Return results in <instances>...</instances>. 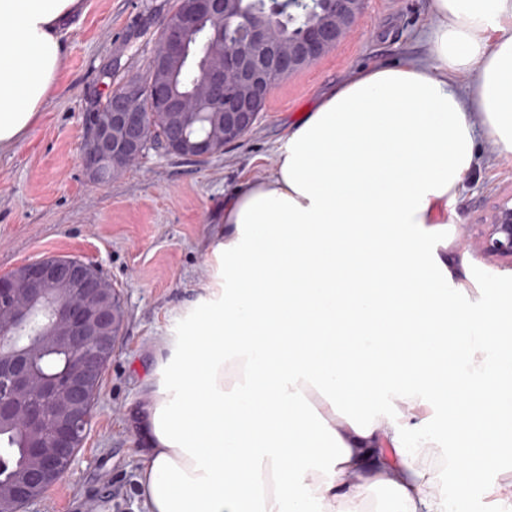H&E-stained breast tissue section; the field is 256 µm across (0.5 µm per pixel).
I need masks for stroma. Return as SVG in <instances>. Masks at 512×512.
I'll list each match as a JSON object with an SVG mask.
<instances>
[{
	"label": "stroma",
	"mask_w": 512,
	"mask_h": 512,
	"mask_svg": "<svg viewBox=\"0 0 512 512\" xmlns=\"http://www.w3.org/2000/svg\"><path fill=\"white\" fill-rule=\"evenodd\" d=\"M61 79L33 129L0 155V277L54 256L97 265L119 294L123 321L70 469L27 512H140L136 435L128 414L147 392L161 340L217 282L210 245L224 223V194L274 168L301 112L351 69L429 61L428 0H365L359 33L272 88L250 131L222 154L186 160L157 148L103 183L81 164L85 115L110 87L104 73L145 76L173 0H86ZM512 193V161L487 140L456 204L478 224Z\"/></svg>",
	"instance_id": "stroma-1"
}]
</instances>
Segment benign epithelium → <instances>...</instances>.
<instances>
[{"instance_id": "7a95c632", "label": "benign epithelium", "mask_w": 512, "mask_h": 512, "mask_svg": "<svg viewBox=\"0 0 512 512\" xmlns=\"http://www.w3.org/2000/svg\"><path fill=\"white\" fill-rule=\"evenodd\" d=\"M197 2L166 22V40L151 59L160 74L159 105L163 112L188 114L202 104L224 113V143L229 144L254 125L274 85L273 73L312 66L356 33L363 0H298L312 3L308 13L318 12L321 19L309 22L288 15L299 35L286 41L279 37L282 8L274 0H265L240 21L230 16L238 0ZM208 17L215 19L208 36L220 49L204 58V81L168 94L163 85L175 83L194 36ZM138 97L136 85H120L110 95L109 111L88 126L82 156L88 173L110 172L143 155L142 132L150 114L141 111ZM216 151L210 136H193L188 123L175 122L168 152L208 158ZM463 240L476 254L511 264L512 198L492 206L479 232L465 226ZM116 321L111 289L82 267L42 260L0 277V421L15 418L19 403L34 393L55 404V419L47 432L40 409H26L32 433L27 467L15 479L0 482V512H21L22 506L41 500L69 469L89 418L86 399L99 387L115 348ZM49 352L64 358L63 369L51 381L42 375Z\"/></svg>"}]
</instances>
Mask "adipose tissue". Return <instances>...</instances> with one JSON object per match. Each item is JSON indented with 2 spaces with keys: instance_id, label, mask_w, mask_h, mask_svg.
Wrapping results in <instances>:
<instances>
[{
  "instance_id": "obj_1",
  "label": "adipose tissue",
  "mask_w": 512,
  "mask_h": 512,
  "mask_svg": "<svg viewBox=\"0 0 512 512\" xmlns=\"http://www.w3.org/2000/svg\"><path fill=\"white\" fill-rule=\"evenodd\" d=\"M429 10L431 63L350 71L225 194L222 282L134 412L146 512H448L437 449L462 488L512 453V269L475 282L454 221L478 140L512 160V0ZM85 12L0 0V153Z\"/></svg>"
}]
</instances>
